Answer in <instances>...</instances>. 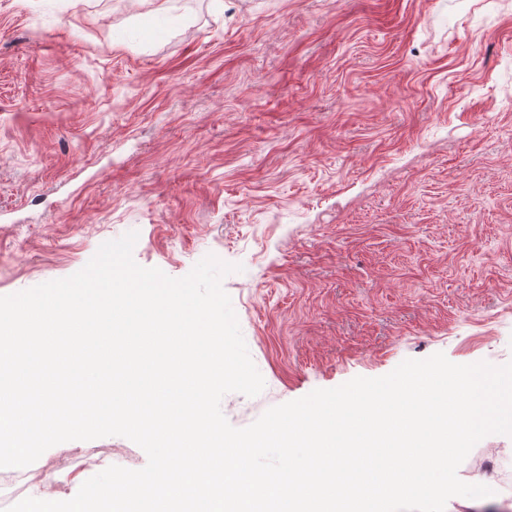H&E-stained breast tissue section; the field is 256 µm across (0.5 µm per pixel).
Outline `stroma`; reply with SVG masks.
<instances>
[{
    "mask_svg": "<svg viewBox=\"0 0 512 512\" xmlns=\"http://www.w3.org/2000/svg\"><path fill=\"white\" fill-rule=\"evenodd\" d=\"M178 17L167 25V17ZM512 0H0V296L138 232L223 288L271 407L407 359L512 361ZM60 473L138 470L122 436ZM509 489L467 509L512 512Z\"/></svg>",
    "mask_w": 512,
    "mask_h": 512,
    "instance_id": "obj_1",
    "label": "stroma"
}]
</instances>
